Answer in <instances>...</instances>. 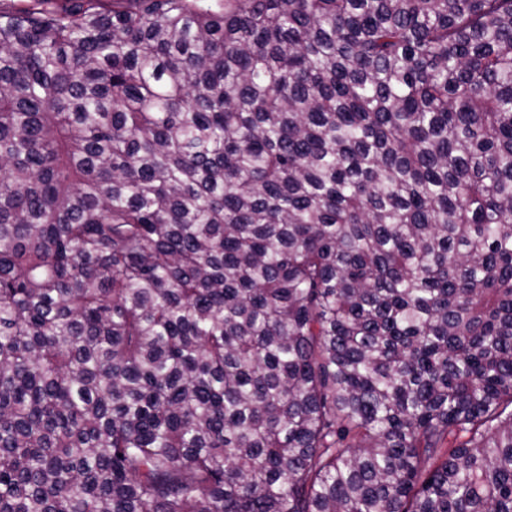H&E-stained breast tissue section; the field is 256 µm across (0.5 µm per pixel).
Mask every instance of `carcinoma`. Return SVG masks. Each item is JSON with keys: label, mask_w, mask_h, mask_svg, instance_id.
I'll use <instances>...</instances> for the list:
<instances>
[{"label": "carcinoma", "mask_w": 512, "mask_h": 512, "mask_svg": "<svg viewBox=\"0 0 512 512\" xmlns=\"http://www.w3.org/2000/svg\"><path fill=\"white\" fill-rule=\"evenodd\" d=\"M0 512H512V0L0 10Z\"/></svg>", "instance_id": "1"}]
</instances>
